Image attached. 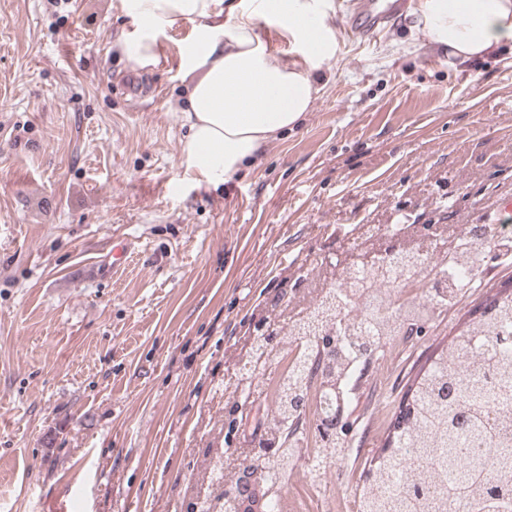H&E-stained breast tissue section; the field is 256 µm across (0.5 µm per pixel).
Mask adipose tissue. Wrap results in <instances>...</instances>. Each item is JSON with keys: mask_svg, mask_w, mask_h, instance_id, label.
Listing matches in <instances>:
<instances>
[{"mask_svg": "<svg viewBox=\"0 0 512 512\" xmlns=\"http://www.w3.org/2000/svg\"><path fill=\"white\" fill-rule=\"evenodd\" d=\"M135 26L122 52L138 67L157 65V33L191 23L181 63L188 83L181 152L186 169L216 186L301 124L325 69L337 60L335 0H121ZM429 45L450 62L496 56L512 46V0H418ZM274 18L288 38L272 49L257 31ZM152 22L144 28L142 19Z\"/></svg>", "mask_w": 512, "mask_h": 512, "instance_id": "obj_1", "label": "adipose tissue"}]
</instances>
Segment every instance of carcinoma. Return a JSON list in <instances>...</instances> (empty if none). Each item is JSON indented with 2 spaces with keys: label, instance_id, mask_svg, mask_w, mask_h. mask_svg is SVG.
<instances>
[{
  "label": "carcinoma",
  "instance_id": "carcinoma-1",
  "mask_svg": "<svg viewBox=\"0 0 512 512\" xmlns=\"http://www.w3.org/2000/svg\"><path fill=\"white\" fill-rule=\"evenodd\" d=\"M494 234L474 236L451 257L434 254L430 271L474 264L489 249ZM414 255L405 246L389 264H371L367 275L346 288H330L320 298L311 297L302 307L297 292L289 289L280 307L274 305L264 318L273 326L276 344L262 341L248 348L239 368L231 406L246 410L254 380L274 364L272 356L293 353L287 373L280 374L272 405L259 424L261 449L241 466L251 470L270 491L268 501L281 494L284 480L296 466L302 435L301 402L315 387L336 389L342 381L349 356L374 361L373 354L394 331L390 316L378 313L362 325L348 320L340 330L342 340L328 349L331 330L344 307L354 308L372 287L389 279L397 269H414ZM336 270L320 262L297 277L328 281ZM512 282L500 285L485 297L480 316L472 319L448 341L411 389L409 415L390 425L389 446L410 441L402 457L382 454L364 471L366 488L358 512H512V435L504 433L508 412L505 365L512 357ZM318 454L334 458L341 453L336 439L323 440L315 431ZM237 497L223 491L207 499L199 512H238Z\"/></svg>",
  "mask_w": 512,
  "mask_h": 512
}]
</instances>
